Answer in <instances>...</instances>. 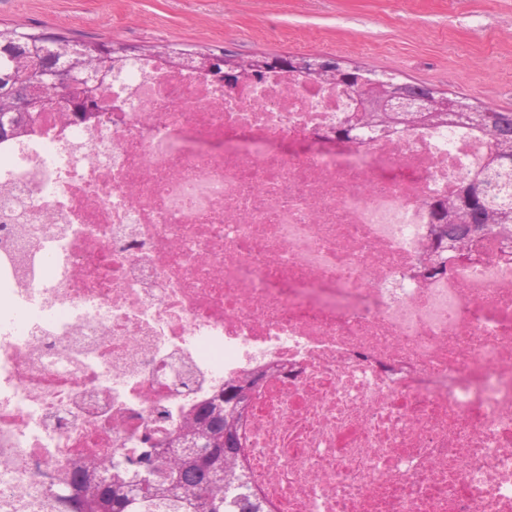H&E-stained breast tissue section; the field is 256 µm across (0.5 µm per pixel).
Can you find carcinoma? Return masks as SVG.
<instances>
[{"instance_id": "obj_1", "label": "carcinoma", "mask_w": 512, "mask_h": 512, "mask_svg": "<svg viewBox=\"0 0 512 512\" xmlns=\"http://www.w3.org/2000/svg\"><path fill=\"white\" fill-rule=\"evenodd\" d=\"M125 47L112 42L79 44L59 34L37 32L25 25L0 26V141L24 126V115L13 109L14 102L28 97L29 87L19 81L32 52L39 53L46 78L49 105L64 103L68 80H76L78 61L93 70L102 61L128 59ZM336 79L360 99L370 94L368 80L383 84L386 94L427 98L443 96L459 104L446 105L430 121L445 116L467 120L473 105L465 95L449 94L423 84L379 72L372 68L340 62ZM475 120V119H473ZM476 128L493 146L495 162L489 164L475 182L448 199L450 254L472 251L470 235L485 234L505 224L512 226V111L485 108L478 113ZM190 434L203 444L202 451L185 457H156L146 448L140 465L123 464L118 459L99 457L83 462L74 472L76 512H265L261 504L249 501L245 477L239 461L231 456L238 447L235 408L219 399L199 413L185 418L169 432L171 436Z\"/></svg>"}]
</instances>
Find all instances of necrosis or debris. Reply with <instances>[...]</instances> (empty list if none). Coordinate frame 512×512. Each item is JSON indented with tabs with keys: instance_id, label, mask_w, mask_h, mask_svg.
Masks as SVG:
<instances>
[{
	"instance_id": "necrosis-or-debris-1",
	"label": "necrosis or debris",
	"mask_w": 512,
	"mask_h": 512,
	"mask_svg": "<svg viewBox=\"0 0 512 512\" xmlns=\"http://www.w3.org/2000/svg\"><path fill=\"white\" fill-rule=\"evenodd\" d=\"M0 143V512L249 384L266 512H512V237L439 266L464 124L342 136L345 86L132 58Z\"/></svg>"
}]
</instances>
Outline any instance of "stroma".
Listing matches in <instances>:
<instances>
[{
	"mask_svg": "<svg viewBox=\"0 0 512 512\" xmlns=\"http://www.w3.org/2000/svg\"><path fill=\"white\" fill-rule=\"evenodd\" d=\"M94 45L340 57L512 110V0H0V24Z\"/></svg>",
	"mask_w": 512,
	"mask_h": 512,
	"instance_id": "obj_1",
	"label": "stroma"
}]
</instances>
